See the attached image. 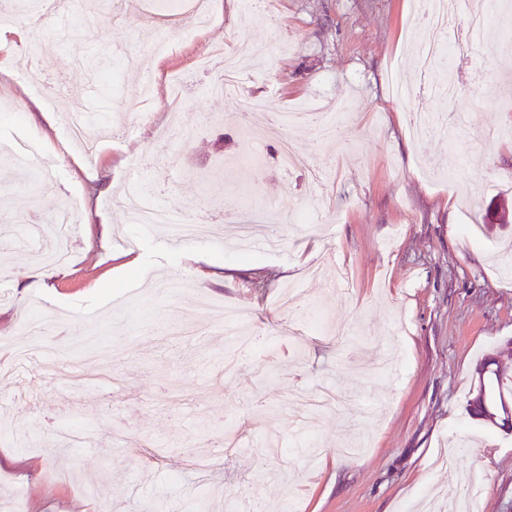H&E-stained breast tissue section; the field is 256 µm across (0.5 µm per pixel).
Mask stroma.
<instances>
[{"instance_id":"obj_1","label":"stroma","mask_w":512,"mask_h":512,"mask_svg":"<svg viewBox=\"0 0 512 512\" xmlns=\"http://www.w3.org/2000/svg\"><path fill=\"white\" fill-rule=\"evenodd\" d=\"M215 9L188 39L134 0H69L45 27L25 0H0L14 28L48 50L34 72L22 45L0 49L14 70L0 83V233L21 238L0 255V359L14 344L65 353L93 334L125 378L114 388L0 373V396L12 401L0 409V512H97L102 500L111 512L133 503L190 512L201 495L212 512L228 501L240 512H425L432 490L456 512H512V428L469 407L485 357L512 370V278L500 263L512 220L488 212L492 200L512 203V183L500 180L512 174V107L493 92L512 80V49L490 36L432 66V83L457 86L445 102L413 78L412 0H217ZM160 36L169 52L155 50ZM228 54L255 58L246 88L264 106L244 117L234 99L203 91ZM174 73L187 136L164 133L168 113L136 95L149 82L164 99ZM35 100L46 115L29 110ZM304 101L355 106L340 141L321 140L309 120L290 128L320 167L315 179L276 160L275 115ZM409 104L446 112V126L413 138ZM76 110L110 115L107 128H86L99 146L89 160L61 149ZM19 147L49 161L52 179L30 186L14 164ZM256 147L254 203L205 238L171 245L165 226L127 221L116 204L136 173L150 187L146 205L213 209L237 187L199 184L189 170ZM313 196L333 210L306 227L271 222L283 250L241 257L237 225L264 205L293 215ZM60 204L74 223L70 258L54 268L25 235ZM173 278L183 291L166 292ZM288 283L301 296L289 314L279 306ZM224 304L248 315L258 339L229 377ZM45 310L50 329L26 335ZM193 317L208 333L172 338ZM322 387L348 406L290 421L291 392ZM228 425L240 434L231 455L219 440ZM99 476L100 497L81 495Z\"/></svg>"}]
</instances>
